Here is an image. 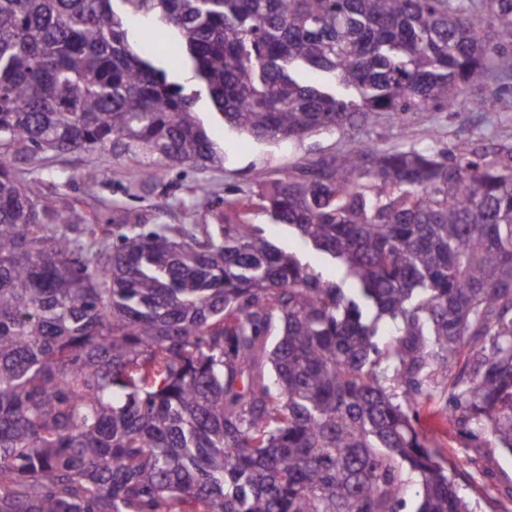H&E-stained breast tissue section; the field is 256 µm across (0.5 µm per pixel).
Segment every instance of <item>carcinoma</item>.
<instances>
[{
	"label": "carcinoma",
	"instance_id": "cac0c4a2",
	"mask_svg": "<svg viewBox=\"0 0 512 512\" xmlns=\"http://www.w3.org/2000/svg\"><path fill=\"white\" fill-rule=\"evenodd\" d=\"M119 7H114V4ZM138 15L171 37L150 41ZM184 63L259 140L479 109L512 0H0V512H470L412 424L427 370L512 453V146L365 143L263 185L273 224H78L32 151L222 162ZM250 223L257 224L266 230V234L273 239L279 247L296 251L303 255L304 260L322 273L326 279L340 282L344 278V271L325 263L321 255L307 252L302 249L298 237L286 225L272 224L265 212L254 207L249 215Z\"/></svg>",
	"mask_w": 512,
	"mask_h": 512
}]
</instances>
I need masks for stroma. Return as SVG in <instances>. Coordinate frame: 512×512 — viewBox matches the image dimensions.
I'll return each mask as SVG.
<instances>
[{"label":"stroma","mask_w":512,"mask_h":512,"mask_svg":"<svg viewBox=\"0 0 512 512\" xmlns=\"http://www.w3.org/2000/svg\"><path fill=\"white\" fill-rule=\"evenodd\" d=\"M158 65L166 70L169 80L196 93L195 109L223 153V163L207 168H161L155 180L142 184L137 180L136 161L114 157L108 151L41 153L20 165L25 179L34 183L40 196H69L79 201L82 215L99 214L104 223L212 224L219 198L257 189L260 181L280 178L297 161L330 155L362 141L383 148L431 143L444 151L462 145L512 144V84L499 88L500 103L493 111L407 115L408 133L403 138L397 136L395 123L384 118L345 137L321 131L295 145H275L229 129L206 90L187 83L181 66L163 55ZM249 219L264 228L279 247L302 252L298 237L288 226L271 223L256 207ZM302 254L324 278L343 279V270L325 263L321 255ZM413 424L445 457L465 460L455 483L474 512H512V454L495 445L490 435L475 439L461 432L448 416L447 383L437 379L426 386L415 407Z\"/></svg>","instance_id":"35a3bbf8"}]
</instances>
